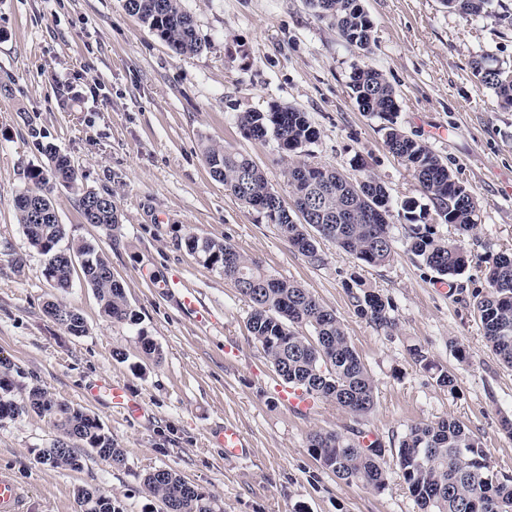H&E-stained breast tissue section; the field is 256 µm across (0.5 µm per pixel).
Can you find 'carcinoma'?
<instances>
[{
    "label": "carcinoma",
    "instance_id": "carcinoma-1",
    "mask_svg": "<svg viewBox=\"0 0 512 512\" xmlns=\"http://www.w3.org/2000/svg\"><path fill=\"white\" fill-rule=\"evenodd\" d=\"M308 2L315 15L335 28L349 46L371 50L373 24L361 0ZM441 2L465 18L492 13L493 0ZM124 8L177 54H195L205 46L182 0H124ZM472 74L512 107V68L495 63L493 56L485 54L472 62ZM350 79L359 110L390 122L387 148L413 171L421 192L434 209L442 212L441 222L453 225L460 235L472 231L478 220L474 197L438 155L393 125L396 95L383 73L368 64L357 65ZM237 122L249 139L284 144L289 157L285 176L290 193L299 200L310 197L316 223L299 221L291 208H272V187L250 156L220 144L205 146L210 172L243 205L276 225L281 235L313 263L323 262L317 247L319 237L367 265L390 261L395 243L389 223L394 218L392 200L384 185L366 172L364 162L355 166L362 173L361 184L356 178L324 166L316 170L314 182H302L298 173L310 165L302 155L319 138L307 113L296 107L273 105L266 112H241ZM43 153L47 165L28 171V186L18 193L16 209L29 245L46 257V280L55 288H68L77 257L104 315L115 322L138 324V315L131 308L124 287L112 277L108 260L93 245L80 242L66 248L59 246L64 229L59 224L51 182L73 187L77 175L68 157L52 146L43 147ZM79 207L86 223L109 231L118 229L117 208L111 194L85 192L79 198ZM416 208L413 200L403 205L405 218L412 222L404 241L406 251L443 277L461 274L468 263L466 253L455 242L434 237L428 225L418 223L423 215H415ZM184 243L200 263L233 281L249 300L251 312L246 328L283 380L309 397L332 401L355 416L364 417L372 411L373 377L333 311L298 283L267 273L258 262L226 241L189 235ZM487 280L489 291L475 293L477 317L487 345L511 369L512 253L492 258ZM348 295L358 316L385 331L396 329L391 315L394 306L382 294L350 288ZM45 311L68 334L86 333L83 318L67 306L49 302ZM410 353L424 370L434 372L438 386L455 392L454 374L435 364L418 347L411 348ZM21 374L19 367L0 359V420L34 413L52 425L56 435L48 447L39 450V462L78 469L82 466L78 449L86 448L113 467L127 466L126 450L112 441L95 415L59 400L38 385L19 386L17 377ZM367 437L368 432L354 427L317 431L309 436L308 449L324 469L346 484L379 491L387 480L381 465L385 449L377 440L365 442ZM397 460L419 512H512V474L496 469L480 439L456 419L410 425L397 448ZM143 484L162 503L165 512H223L218 499L199 491L173 470L150 472ZM76 500L79 512H122L112 494L104 490L82 487L77 490Z\"/></svg>",
    "mask_w": 512,
    "mask_h": 512
}]
</instances>
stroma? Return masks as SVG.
Returning a JSON list of instances; mask_svg holds the SVG:
<instances>
[{
    "mask_svg": "<svg viewBox=\"0 0 512 512\" xmlns=\"http://www.w3.org/2000/svg\"><path fill=\"white\" fill-rule=\"evenodd\" d=\"M362 4L373 22L368 53L348 46L305 0H183L206 46L178 55L123 0H0V358L21 367L24 385L94 414L128 454L123 468L93 456L75 471L54 468L37 459L54 435L46 419L0 421V471L24 487L29 512H77L81 487L111 492L124 512H162L143 486L157 469L215 496L224 512H418L397 448L409 425L448 417L481 440L498 469L512 472V436L500 426L512 417V369L487 346L473 310L475 291L489 288L487 259L512 252V108L471 69L485 53L512 66V27L492 16L464 18L440 0ZM363 63L394 88L397 127L438 155L477 202V227L463 238L429 211L424 219L470 257L449 293L405 251L404 216L393 218L397 246L388 263L363 264L324 239L323 261L313 263L205 164L207 144L232 147L288 195L286 154L274 142L246 138L236 116L294 106L319 131L308 148L311 162L351 176L363 160L394 208L415 200L428 210L412 170L385 145V120L358 109L350 74ZM48 144L79 176L78 188H53L63 241L91 243L109 260L138 326L106 319L81 270L63 291L43 275L45 258L29 246L15 198L28 171L45 165ZM84 190L111 193L119 233L84 223ZM191 234L230 242L335 312L374 379L375 407L360 423L386 450L384 490L345 484L310 455V433L357 422L330 401L299 414L273 396L281 379L246 329L250 302L187 251ZM175 275L207 305V322L155 287ZM356 281L391 300L396 331L355 314L347 289ZM50 301L78 312L85 334L54 323L44 312ZM141 330L160 359L143 353ZM413 346L454 374L455 392L414 362ZM120 350L125 359L117 358ZM104 378L125 383L143 416L88 396ZM228 423L248 441L245 458H225L208 441Z\"/></svg>",
    "mask_w": 512,
    "mask_h": 512,
    "instance_id": "35a3bbf8",
    "label": "stroma"
}]
</instances>
